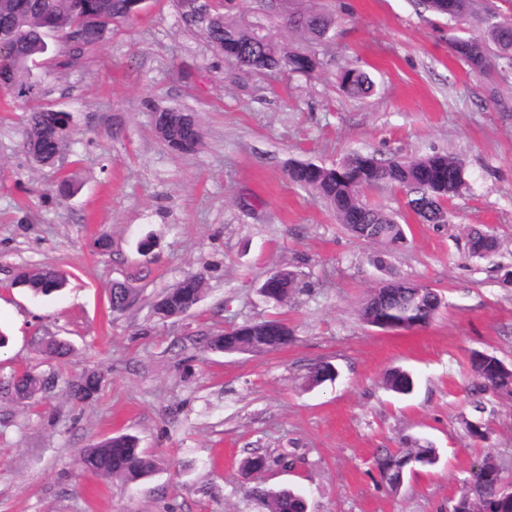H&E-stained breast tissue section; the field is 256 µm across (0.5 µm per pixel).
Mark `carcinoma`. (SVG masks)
Wrapping results in <instances>:
<instances>
[{
	"label": "carcinoma",
	"instance_id": "carcinoma-1",
	"mask_svg": "<svg viewBox=\"0 0 512 512\" xmlns=\"http://www.w3.org/2000/svg\"><path fill=\"white\" fill-rule=\"evenodd\" d=\"M20 9L0 10V29L7 27L16 39V46L0 53V87L14 92L17 98L30 101L37 97V84L29 80L31 65L50 53L54 47L65 51V64L82 60L106 41L112 28L139 14V0H11ZM425 7L450 19L463 21L481 9L480 0H422ZM176 6L185 22L199 26L210 45L227 58H235L244 70H271L286 67L293 72L308 73L317 67L315 56L302 52L281 53L271 40L258 37L248 28L224 18V3L216 4L206 20L186 17L181 0ZM97 18L108 23L99 28L90 24ZM483 29L478 33L451 38L454 54L479 72L488 65L512 68V16L486 12ZM288 24L320 40L335 24V19L322 12L291 16ZM342 90L351 97L368 95L373 88L367 75L347 69L340 76ZM152 124L159 139L178 154H190L202 146V133L196 115L183 109L161 108L152 113ZM69 113L38 106L28 112L23 149L37 165H52L69 148ZM289 180L313 191L336 212L341 223L358 239L370 243L397 245L404 241L403 226L386 212L373 209L360 198L363 189L380 184L397 186L407 191V205L425 224H444L443 203L459 195L466 187L463 164L438 152L409 159L381 160L370 153H352L342 162L327 167L312 161H294L287 170ZM468 253L488 257L497 252L495 237L479 227L468 230ZM22 284L35 294H49L62 288L65 278L52 268L19 274ZM204 278L190 276L160 295L159 317L176 318L188 313L199 302ZM271 289L267 298L277 304L288 300L299 283L295 274L279 270L270 274L261 290ZM112 310L122 312L132 303L131 289L115 283L111 289ZM444 305L442 295L428 287H420L404 278L389 275L385 287L375 288L360 308L364 322L378 328L387 325L405 329L424 327L436 317ZM292 340V333L283 321L270 319L242 325L209 339L212 350L225 353H265L279 350ZM470 368L477 394L493 392L512 394V368L497 357L480 351L470 354ZM331 364L318 362L309 367L307 381L316 387L332 380ZM388 390L406 395L414 386L412 375L404 370L389 371L384 379ZM100 380L86 374L71 384L73 396L80 401L94 398ZM53 387V377L25 372L15 375L4 389L20 399H32ZM475 420L469 432L475 438L484 436L482 401L473 402ZM439 454L428 442L406 441L402 448H381L374 464L386 484L398 480L407 470L433 466ZM82 467L99 476L132 482L151 475L155 463L139 448L131 435H117L87 448L80 455ZM499 466L489 457L472 469L470 478L457 499L458 512H512V496L508 495ZM252 493L264 500L270 512H306L301 494L288 488L269 491L259 487Z\"/></svg>",
	"mask_w": 512,
	"mask_h": 512
}]
</instances>
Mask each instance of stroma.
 <instances>
[{
	"instance_id": "35a3bbf8",
	"label": "stroma",
	"mask_w": 512,
	"mask_h": 512,
	"mask_svg": "<svg viewBox=\"0 0 512 512\" xmlns=\"http://www.w3.org/2000/svg\"><path fill=\"white\" fill-rule=\"evenodd\" d=\"M333 14L321 40L289 28V16ZM226 19L271 36L318 67L243 71L185 24L173 0H150L91 56L33 66L38 101L70 112L73 147L52 166L21 147L27 103L0 89V382L55 374L40 403L0 392V512H268L250 490L293 487L307 512H451L473 465L492 458L512 479V397L484 394L486 436L470 435L471 352L512 367V69L471 70L448 38L480 31L477 19L435 16L420 0H224ZM373 93L339 84L349 66ZM195 112L203 135L191 155L169 151L151 114ZM363 151L382 159L449 154L468 185L448 221L423 224L402 188L361 199L405 230L381 248L354 237L335 212L287 176L293 160L333 166ZM69 179L76 192L55 189ZM497 237L489 259L470 257L466 234ZM107 235L101 255L93 241ZM383 254L389 269L372 258ZM53 267L66 286L47 296L16 284L19 271ZM301 288L276 306L259 287L273 271ZM437 290L445 305L425 327L382 330L360 307L386 272ZM205 290L186 315L160 320L154 302L185 277ZM132 288L121 312L113 282ZM270 318L293 332L261 354L210 350L215 333ZM53 339L71 351L42 355ZM319 361L335 381L307 387ZM415 380L386 389L389 369ZM101 379L77 402L70 381ZM136 436L156 464L149 478L117 486L84 469L80 452L119 434ZM421 439L439 451L398 489L381 481L380 448ZM266 457L265 469L244 461Z\"/></svg>"
}]
</instances>
